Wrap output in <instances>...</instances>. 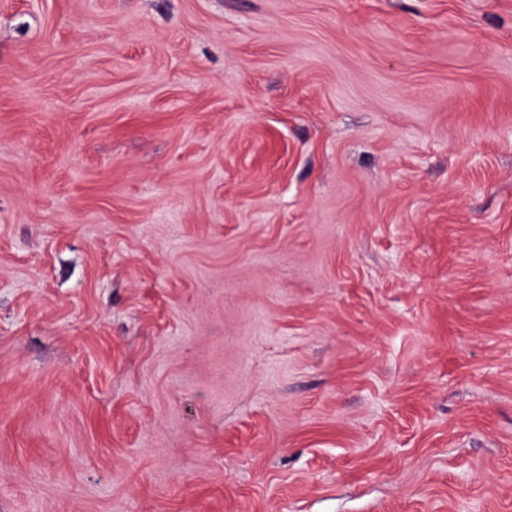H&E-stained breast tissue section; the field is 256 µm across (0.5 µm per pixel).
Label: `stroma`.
<instances>
[{
    "instance_id": "35a3bbf8",
    "label": "stroma",
    "mask_w": 512,
    "mask_h": 512,
    "mask_svg": "<svg viewBox=\"0 0 512 512\" xmlns=\"http://www.w3.org/2000/svg\"><path fill=\"white\" fill-rule=\"evenodd\" d=\"M0 512H512V0H0Z\"/></svg>"
}]
</instances>
